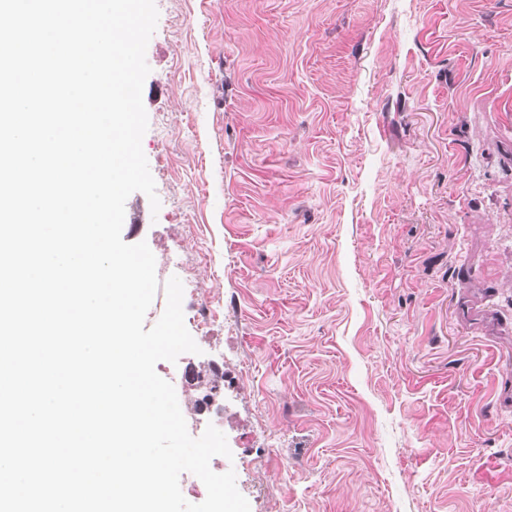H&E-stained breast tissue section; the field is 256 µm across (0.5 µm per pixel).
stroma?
<instances>
[{
  "label": "stroma",
  "mask_w": 512,
  "mask_h": 512,
  "mask_svg": "<svg viewBox=\"0 0 512 512\" xmlns=\"http://www.w3.org/2000/svg\"><path fill=\"white\" fill-rule=\"evenodd\" d=\"M132 193L250 512H512V0H155Z\"/></svg>",
  "instance_id": "obj_1"
}]
</instances>
